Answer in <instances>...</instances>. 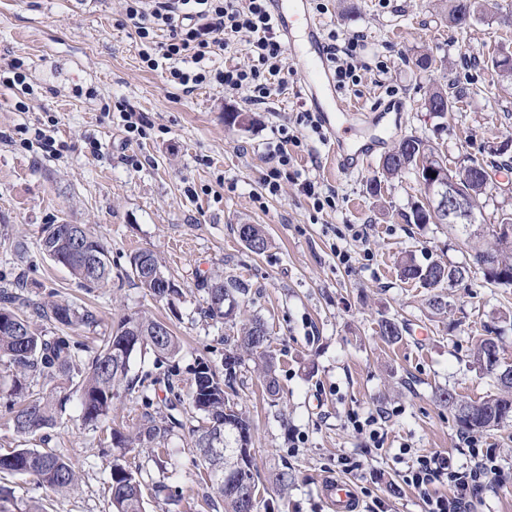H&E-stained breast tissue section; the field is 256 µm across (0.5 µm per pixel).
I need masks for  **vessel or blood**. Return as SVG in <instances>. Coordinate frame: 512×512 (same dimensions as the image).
Masks as SVG:
<instances>
[{
  "mask_svg": "<svg viewBox=\"0 0 512 512\" xmlns=\"http://www.w3.org/2000/svg\"><path fill=\"white\" fill-rule=\"evenodd\" d=\"M267 7L288 40L289 52L302 63L301 85L328 133L330 156L342 173L359 172L383 140L373 136L352 145L344 139V121L354 107L337 94L326 60L322 19L312 11L311 0H268ZM321 492L331 512H355L357 494L352 483L332 478L322 482Z\"/></svg>",
  "mask_w": 512,
  "mask_h": 512,
  "instance_id": "obj_1",
  "label": "vessel or blood"
}]
</instances>
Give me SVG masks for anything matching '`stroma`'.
<instances>
[{
    "label": "stroma",
    "instance_id": "stroma-1",
    "mask_svg": "<svg viewBox=\"0 0 512 512\" xmlns=\"http://www.w3.org/2000/svg\"><path fill=\"white\" fill-rule=\"evenodd\" d=\"M323 2L326 31L366 38L370 68L341 91L362 108L348 122L350 137L364 136L365 110L403 100L401 129L389 133L390 144L419 136L454 171L496 157L482 222L490 226L512 212V82L492 65L499 54H512V0H480L463 30L449 26L448 0ZM138 50L124 0H0V76L15 66L26 76L21 88L0 83V280L20 275L32 302L54 297L91 310L96 324L73 336L93 349L121 316L169 323L183 344L174 364L185 393L197 360L221 362L239 334L238 326L203 317L198 282L243 283L249 294L241 316L265 320L281 388L279 399L270 400L253 363L243 367L237 403L254 425L260 499L272 512H331L319 486L345 476L355 484L359 512H426L403 480L400 450L441 452L466 463L463 433L437 395L450 389L478 401L495 392L470 353L478 338L492 334L502 363L512 366V288L490 285L463 236L447 225L410 222L421 199L414 171L386 179L375 159L358 174L340 173L325 141L308 129L296 127L302 144L290 149L295 175L282 180L278 195L265 193L269 143L309 107L296 62L288 64L287 93L257 108L245 94L216 84L183 94L164 72L143 66ZM423 55L433 59L431 69L418 67ZM438 88L450 95L442 114L424 106ZM122 100L147 114L152 128L145 137L127 138L116 109ZM40 131L54 139L55 152L43 151ZM306 179L335 193V209H313L302 188ZM47 224L90 225L116 271L128 267L130 254L153 251L181 297L167 305L128 279L81 287L39 249ZM243 224L264 228V253L241 241ZM350 224L363 227L366 242L346 236ZM340 249L350 253L348 264L339 262ZM409 255L469 272L456 284L425 288L399 275ZM438 295L449 298L447 312L431 307ZM388 319L402 329L399 342L379 333ZM376 410L386 417L383 447L372 451L351 419ZM142 412L135 396L121 394L107 423L95 429L68 405L50 445L79 471L78 488L55 493L5 473L0 485L12 489L21 508L111 512L110 432L134 431ZM480 438L496 449L504 479L483 487L473 510L512 512V421ZM344 456L363 461V470L343 473ZM127 460L145 469L147 512H224L206 503L210 490L187 431L171 437L163 465L144 448L132 449ZM284 469L295 482L280 498L274 476ZM158 481L178 487L179 495L154 498Z\"/></svg>",
    "mask_w": 512,
    "mask_h": 512
}]
</instances>
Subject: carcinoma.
<instances>
[{"instance_id":"cac0c4a2","label":"carcinoma","mask_w":512,"mask_h":512,"mask_svg":"<svg viewBox=\"0 0 512 512\" xmlns=\"http://www.w3.org/2000/svg\"><path fill=\"white\" fill-rule=\"evenodd\" d=\"M448 2V23L459 29L466 28L463 19L475 14L472 0ZM395 150L396 154L382 163L386 176L396 175L410 166L425 170L444 165L428 142L418 136L403 138ZM450 175L476 196L485 194L483 180L472 177L471 168L466 166ZM84 235L88 245L81 254L72 250V236L66 225L47 224L42 229L40 248L56 263L68 268L82 286L103 287L112 281V260L90 227H84ZM491 236L492 244L475 247L476 263H481L485 253L492 252L494 264L483 269L487 282L511 288L512 231L499 233L493 229ZM467 273L465 266L438 260L421 265L409 257L400 264L401 277L418 282L424 288L452 285L463 280ZM140 287L159 301L171 303L181 295L178 288H158L146 281L140 282ZM25 288L21 279L0 287V361L14 369L12 392L20 399L19 406L7 407L13 429L24 437L39 435L43 447L19 448L6 455L0 454L1 472L31 477L55 492L74 489L79 476L62 452L48 447L45 431L55 427L59 413L73 395L78 396L83 423L94 427L109 418L112 402L120 393L135 390L147 411L135 435H125L118 430L112 432V448L116 450L110 465L113 512H146L143 483L138 472L129 469L125 455L131 448L161 447L175 429L186 426L184 418L188 414L200 416L201 424L190 430L191 443L205 466L211 488L224 504V512H246L249 501L253 502V512H258L256 482L250 483L246 500L230 491L224 467L206 451V445L218 437L232 441L240 433L252 430L249 418L234 400L237 373L246 361L253 362L263 374L267 394L272 398L279 394L275 362L269 352V332L262 318L255 317L243 326L235 349L224 354L221 366L199 359L191 394L185 399L175 391L176 374L170 371L162 377H144L137 385L129 378L131 357L137 351L150 350L165 359L180 353L181 344L172 329L163 330L160 321L145 316H123L103 345L93 351L64 334L42 335L31 324V318L37 317L67 329L90 326L95 323L93 312L81 311L66 301L32 303L25 296ZM246 294L243 284L228 283L224 302L218 304L211 295H206L205 316L216 321L233 320ZM496 347L498 340L494 336L478 339L472 351V364L494 379L499 393L480 401H468L448 389L438 394L439 403L448 407L465 432L489 431L505 419L512 420V378L500 377L503 366L491 359Z\"/></svg>"}]
</instances>
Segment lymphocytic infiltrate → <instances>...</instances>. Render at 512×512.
<instances>
[{
	"instance_id": "obj_1",
	"label": "lymphocytic infiltrate",
	"mask_w": 512,
	"mask_h": 512,
	"mask_svg": "<svg viewBox=\"0 0 512 512\" xmlns=\"http://www.w3.org/2000/svg\"><path fill=\"white\" fill-rule=\"evenodd\" d=\"M126 15L140 39L139 56L150 70L164 69L172 84L190 93L216 83L229 91H243L254 106L267 103L288 88L286 42L270 16L266 0H125ZM167 32L157 41V32ZM248 44L247 61L224 69L211 68L237 37ZM364 39L355 34L329 33L327 61L337 87L353 84L364 66ZM469 463L456 466L446 454L422 455L409 465L404 480L417 490L427 512H469L474 494L484 484L499 480L501 468L494 449L474 436L465 437ZM448 482L451 496H433L431 488Z\"/></svg>"
}]
</instances>
